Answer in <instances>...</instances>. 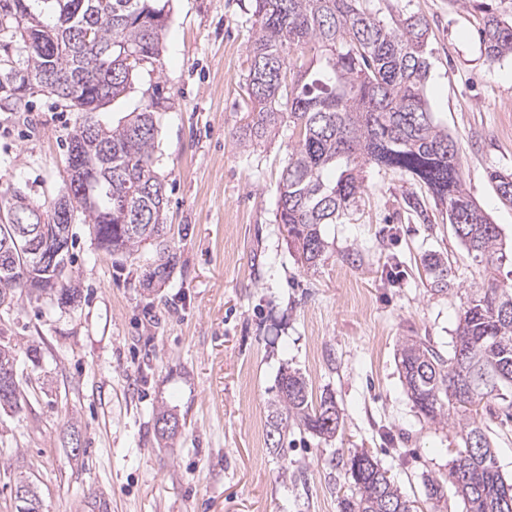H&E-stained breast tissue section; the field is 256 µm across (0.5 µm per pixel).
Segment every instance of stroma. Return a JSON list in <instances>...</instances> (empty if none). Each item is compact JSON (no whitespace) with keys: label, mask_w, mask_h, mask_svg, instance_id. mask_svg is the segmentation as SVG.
Masks as SVG:
<instances>
[{"label":"stroma","mask_w":512,"mask_h":512,"mask_svg":"<svg viewBox=\"0 0 512 512\" xmlns=\"http://www.w3.org/2000/svg\"><path fill=\"white\" fill-rule=\"evenodd\" d=\"M254 0H168L158 66L169 99L156 154L165 184L169 280L144 288L155 250H102L83 219L72 226L70 305L22 293L0 307V343L13 347L22 408L0 412V512L20 483L42 512H340L342 462L367 450L413 512H465L448 468L458 415L431 421L407 395L397 349L426 337L452 349L463 304L486 281L445 214L407 220L404 199L428 197L410 177L373 167L349 216L323 228L326 252L302 263L277 224L287 132L244 148ZM381 18L417 16L432 51L427 95L460 147L471 196L512 242V205L491 171L512 172V59L489 63L486 12L512 20V0H363ZM82 121L39 94L27 112H0V191L51 203L68 180L67 145ZM447 257L455 286L434 293L424 263ZM314 398L333 396L335 437L290 430L266 446L268 404L284 370ZM180 420L160 438L156 415ZM444 481L429 499L425 477Z\"/></svg>","instance_id":"obj_1"}]
</instances>
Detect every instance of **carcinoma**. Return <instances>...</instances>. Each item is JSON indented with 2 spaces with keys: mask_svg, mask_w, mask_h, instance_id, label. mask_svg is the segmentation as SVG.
I'll return each mask as SVG.
<instances>
[{
  "mask_svg": "<svg viewBox=\"0 0 512 512\" xmlns=\"http://www.w3.org/2000/svg\"><path fill=\"white\" fill-rule=\"evenodd\" d=\"M255 33L249 47L246 84L251 106L234 137L242 147L257 144L292 125L290 153L278 183L276 221L285 225L301 260L316 266L326 241L322 226L342 219L362 192L367 166L400 171L426 186L445 207L448 223L468 256L482 264L486 285L467 300L448 356L425 338L407 339L399 365L407 394L431 421L455 410L462 444L448 470V483L466 512H504L512 499V481L497 465L483 401L497 402L512 419V286L498 278L509 268L512 246L464 187L459 148L435 122L427 96L429 74L427 24L415 16L381 20L360 7V0H254ZM165 7L154 0H0V37L16 43L15 71L0 69V111H29L21 93L25 80L39 83L50 75L51 96L85 119L71 136L67 155L77 154L80 171L71 174L50 206L15 191L0 196V242L16 237L18 209L52 220L60 207L80 213L106 252L132 254L143 243H159L156 258L143 271V285L169 279L176 254L163 244L164 178L158 172L155 114L165 98L153 89L150 102L127 121L107 127L95 112L130 88L141 69L129 67L130 54L160 62ZM94 29V42L79 41ZM487 60L512 56V22L487 14L480 32ZM310 47L307 64L295 67L290 53ZM490 178L500 198L512 204V172L495 170ZM409 211L431 222L425 201L406 198ZM64 249L52 268L38 266L30 252L16 254L29 278L0 271V299L13 302L19 292L48 294L72 303L73 234L63 228ZM448 262L437 254L427 263L431 289L444 294L453 285ZM270 434L297 428L332 437L339 428L333 397L314 405L305 378L284 371L276 398L269 402ZM350 493L341 512H412L409 501L371 454L356 451L342 464Z\"/></svg>",
  "mask_w": 512,
  "mask_h": 512,
  "instance_id": "carcinoma-1",
  "label": "carcinoma"
}]
</instances>
